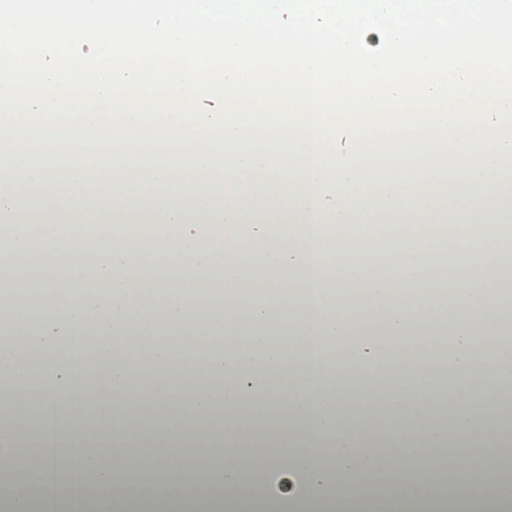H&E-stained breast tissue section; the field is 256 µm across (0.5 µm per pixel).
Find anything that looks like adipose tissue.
Returning a JSON list of instances; mask_svg holds the SVG:
<instances>
[{
	"instance_id": "obj_1",
	"label": "adipose tissue",
	"mask_w": 512,
	"mask_h": 512,
	"mask_svg": "<svg viewBox=\"0 0 512 512\" xmlns=\"http://www.w3.org/2000/svg\"><path fill=\"white\" fill-rule=\"evenodd\" d=\"M512 147H468L438 155L447 178L426 175L418 146L377 164L374 152L347 159L316 156L310 144L274 141L251 151L203 139L151 134L106 137L72 129H35L0 147V221L23 231L0 243V414L26 417L16 386L37 381L42 450L21 462L25 438L0 426V487L45 474L92 479L89 512H112L117 464L143 418L152 467L163 472L186 448L196 482L208 490L189 512H239L240 492L264 490V512H309L314 501L349 502L386 495L389 512H498L512 470L488 472L472 460L496 444L495 422L512 407V355L477 362L478 341L512 339V320L485 305L504 281L492 246L483 260L471 249L475 232L502 223L490 202L506 180ZM40 189L28 204L25 189ZM262 194L264 204L242 216L232 201ZM451 196L471 208L446 246L424 217ZM410 223L394 235L399 262L382 263L369 236L342 238L331 224H355L375 201ZM69 224L60 239L54 226ZM120 224L141 233L97 245V230ZM223 239L224 259L202 250L205 234ZM273 241L271 250L256 246ZM353 252L355 265L337 274L331 259ZM140 274L127 276L128 266ZM219 281L200 289L204 272ZM447 296L448 306L433 302ZM162 297L161 314L145 307ZM447 335V345L437 342ZM215 343L205 371L178 364L185 353ZM147 349L156 373L147 390L133 388L129 352ZM447 357L448 411L435 420L434 384L418 369ZM398 367L378 381L384 364ZM347 377L335 379V367ZM125 403L126 413L92 411V389ZM276 393L300 434L285 432L265 402ZM95 439L104 456L86 454ZM447 463L440 489L413 470L417 457ZM277 493H269V485Z\"/></svg>"
}]
</instances>
